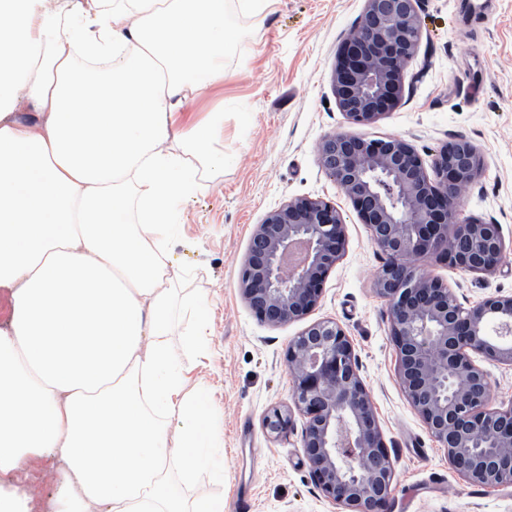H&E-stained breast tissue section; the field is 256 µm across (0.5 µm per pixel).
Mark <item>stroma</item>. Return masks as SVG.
<instances>
[{"mask_svg":"<svg viewBox=\"0 0 512 512\" xmlns=\"http://www.w3.org/2000/svg\"><path fill=\"white\" fill-rule=\"evenodd\" d=\"M364 7L365 0H279L264 21L240 20L243 35L223 85L187 110L198 118L224 105L219 146L237 158L233 168L204 177L172 253L183 271L178 300L197 292L206 301V340L189 377L206 393L224 455L223 472L203 473L191 493L223 498L224 512H337L311 477L303 416L293 413V428L276 439L262 426L268 412L293 404L289 342L307 323L332 320L353 344L394 462L388 512H512V489L465 482L404 394L388 304L374 288L385 256L317 154L337 132L404 139L427 164L448 142L470 141L483 170L462 192L459 213L500 226L502 265L490 275L431 258L414 265L467 306L512 294V0H420L421 38L403 71L399 105L355 125L337 106L332 77ZM297 197L336 204L348 247L307 321L271 326L243 298L240 272L257 224Z\"/></svg>","mask_w":512,"mask_h":512,"instance_id":"1","label":"stroma"}]
</instances>
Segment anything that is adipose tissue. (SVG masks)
Listing matches in <instances>:
<instances>
[{
    "label": "adipose tissue",
    "instance_id": "ef3b65f1",
    "mask_svg": "<svg viewBox=\"0 0 512 512\" xmlns=\"http://www.w3.org/2000/svg\"><path fill=\"white\" fill-rule=\"evenodd\" d=\"M278 0H0V512H224L188 498L216 442L179 357V213L217 148L235 18ZM56 467L48 503L19 492Z\"/></svg>",
    "mask_w": 512,
    "mask_h": 512
}]
</instances>
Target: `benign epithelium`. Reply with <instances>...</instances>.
I'll return each mask as SVG.
<instances>
[{
  "mask_svg": "<svg viewBox=\"0 0 512 512\" xmlns=\"http://www.w3.org/2000/svg\"><path fill=\"white\" fill-rule=\"evenodd\" d=\"M419 3L366 0L333 73L336 102L349 122L372 123L399 103L402 72L420 38ZM318 158L388 257L375 290L388 302L407 398L460 477L511 488L512 405L488 407L490 384L475 356L512 365V295L466 307L440 279L410 263L433 257L463 272L499 268L505 249L499 225L458 214L462 189L482 170L477 148L466 140L449 143L429 173L401 138L339 132L321 141ZM347 246L345 219L335 204L294 198L254 230L240 291L263 322L301 321L318 305ZM285 363L318 488L348 512H386L394 464L344 329L330 320L310 324L288 344ZM291 425L288 411L276 409L264 419L273 434Z\"/></svg>",
  "mask_w": 512,
  "mask_h": 512,
  "instance_id": "1",
  "label": "benign epithelium"
}]
</instances>
